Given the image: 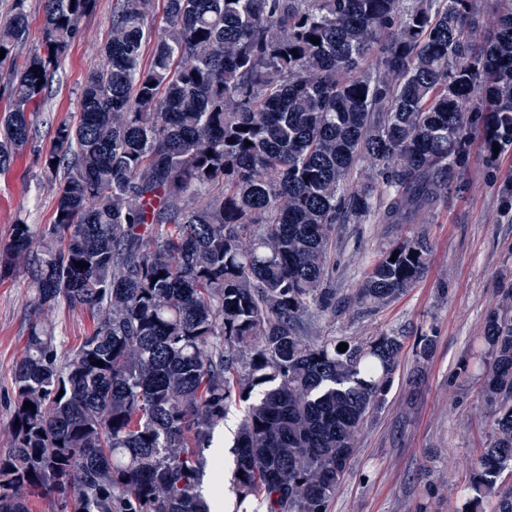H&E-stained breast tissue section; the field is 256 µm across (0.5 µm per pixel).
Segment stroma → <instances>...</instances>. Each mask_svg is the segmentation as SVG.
<instances>
[{
	"label": "stroma",
	"instance_id": "obj_1",
	"mask_svg": "<svg viewBox=\"0 0 512 512\" xmlns=\"http://www.w3.org/2000/svg\"><path fill=\"white\" fill-rule=\"evenodd\" d=\"M114 0H97L56 70L51 88L34 112L33 140L8 170L0 172V249L13 224L53 220L51 181L43 167L58 123L78 110L86 76L99 67V46L110 34ZM465 194H449L434 215L418 214L405 224L372 218L337 225L329 274L337 288H358L372 264L392 244L425 233L431 255L427 273L414 288L379 309H353L333 318L313 315L311 336L367 342L391 331L404 345L386 401L370 413L355 453L327 512H462L469 497L473 458L493 432L492 407L480 394L483 377L473 364L481 350L488 312L501 291L512 287V204L502 196L512 183V150L488 175L480 142H472L464 173ZM24 264L0 278V455L8 453L14 404L11 375L34 317ZM435 339L432 355L419 361L421 337ZM423 365L421 385L410 376Z\"/></svg>",
	"mask_w": 512,
	"mask_h": 512
}]
</instances>
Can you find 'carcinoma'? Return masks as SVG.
<instances>
[{
	"label": "carcinoma",
	"instance_id": "1",
	"mask_svg": "<svg viewBox=\"0 0 512 512\" xmlns=\"http://www.w3.org/2000/svg\"><path fill=\"white\" fill-rule=\"evenodd\" d=\"M24 2L0 22V66ZM153 2L116 0L78 120L45 155L63 170L53 223L13 225L0 253V270L28 261L36 312L12 369L0 512L52 494L63 512H215L224 474L205 451L234 407L239 495L327 512L403 342L340 352L305 321L390 303L430 257L424 234L406 238L341 296L332 233L465 193L478 130L488 165L512 148V0H164L159 32ZM94 4L44 0L43 48L0 73V168ZM62 305L92 320L71 347L40 318ZM484 339L495 431L465 512L488 497L512 512V315L489 313Z\"/></svg>",
	"mask_w": 512,
	"mask_h": 512
}]
</instances>
